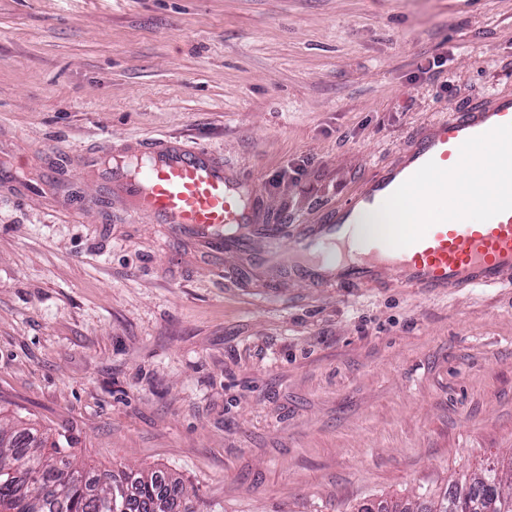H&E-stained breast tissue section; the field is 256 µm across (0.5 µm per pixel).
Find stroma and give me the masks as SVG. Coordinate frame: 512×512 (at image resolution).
<instances>
[{"mask_svg": "<svg viewBox=\"0 0 512 512\" xmlns=\"http://www.w3.org/2000/svg\"><path fill=\"white\" fill-rule=\"evenodd\" d=\"M502 95L512 0H0V420L197 512H355L512 454V284L271 288L77 170L174 137L313 221Z\"/></svg>", "mask_w": 512, "mask_h": 512, "instance_id": "stroma-1", "label": "stroma"}]
</instances>
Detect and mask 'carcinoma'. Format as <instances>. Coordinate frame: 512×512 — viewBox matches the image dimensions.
Returning a JSON list of instances; mask_svg holds the SVG:
<instances>
[{
	"label": "carcinoma",
	"instance_id": "obj_1",
	"mask_svg": "<svg viewBox=\"0 0 512 512\" xmlns=\"http://www.w3.org/2000/svg\"><path fill=\"white\" fill-rule=\"evenodd\" d=\"M189 490L162 470L95 475L35 427L0 425V512H190ZM358 512H512V456L495 457L437 500L371 501Z\"/></svg>",
	"mask_w": 512,
	"mask_h": 512
}]
</instances>
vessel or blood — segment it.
I'll return each mask as SVG.
<instances>
[{"label":"vessel or blood","mask_w":512,"mask_h":512,"mask_svg":"<svg viewBox=\"0 0 512 512\" xmlns=\"http://www.w3.org/2000/svg\"><path fill=\"white\" fill-rule=\"evenodd\" d=\"M503 141L512 143L510 98L434 122L396 164L316 224L261 223L251 179L217 152L175 138L133 140L110 160L89 154L82 168L110 185L130 214L192 244L208 262L241 257L276 284L346 288L388 281L442 293L512 283V181L493 180L489 203L472 218H458L449 207L432 211L424 195L415 204L419 223L364 237L356 232L358 215L435 171L465 191L461 159Z\"/></svg>","instance_id":"obj_1"}]
</instances>
